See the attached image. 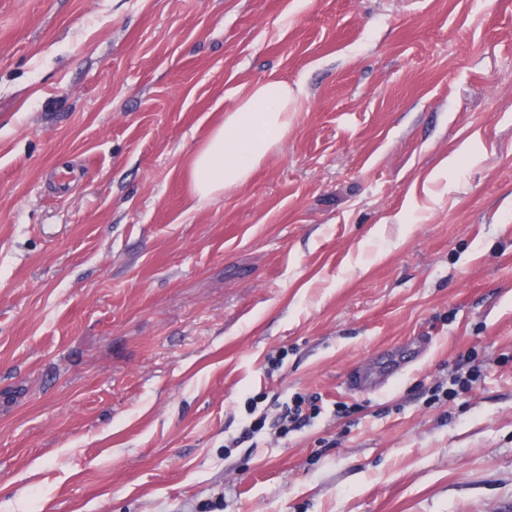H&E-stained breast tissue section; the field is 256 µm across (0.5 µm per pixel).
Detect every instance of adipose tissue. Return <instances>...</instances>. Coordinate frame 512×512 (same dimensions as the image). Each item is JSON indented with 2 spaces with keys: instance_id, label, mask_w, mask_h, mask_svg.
Returning a JSON list of instances; mask_svg holds the SVG:
<instances>
[{
  "instance_id": "ef3b65f1",
  "label": "adipose tissue",
  "mask_w": 512,
  "mask_h": 512,
  "mask_svg": "<svg viewBox=\"0 0 512 512\" xmlns=\"http://www.w3.org/2000/svg\"><path fill=\"white\" fill-rule=\"evenodd\" d=\"M301 103L300 87L274 75L241 87L234 105L188 158L196 207L249 183L287 140Z\"/></svg>"
}]
</instances>
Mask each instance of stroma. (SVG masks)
Listing matches in <instances>:
<instances>
[{
  "instance_id": "35a3bbf8",
  "label": "stroma",
  "mask_w": 512,
  "mask_h": 512,
  "mask_svg": "<svg viewBox=\"0 0 512 512\" xmlns=\"http://www.w3.org/2000/svg\"><path fill=\"white\" fill-rule=\"evenodd\" d=\"M0 512H512V0H0ZM301 103V88L274 74L241 87L234 105L188 158L195 206L205 207L249 183L288 139ZM307 403L310 405V411L304 413L303 405ZM291 405L287 402L282 404L283 411L276 419L272 428H276V433L281 436H287L288 432L294 428H301L307 425L310 422V419L315 418V415H312V408L314 410H318L319 407L310 399H306L303 396L294 397L291 400Z\"/></svg>"
}]
</instances>
